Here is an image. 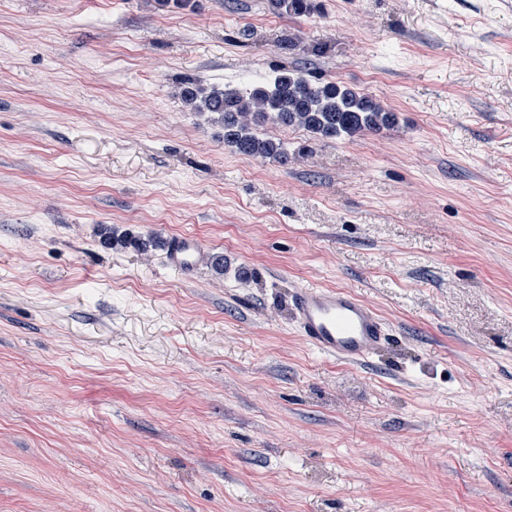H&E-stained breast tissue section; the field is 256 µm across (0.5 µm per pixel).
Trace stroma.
<instances>
[{
  "mask_svg": "<svg viewBox=\"0 0 512 512\" xmlns=\"http://www.w3.org/2000/svg\"><path fill=\"white\" fill-rule=\"evenodd\" d=\"M0 0V512H512V0ZM396 126L239 154L183 80ZM115 236H196L190 277ZM344 287L369 363L298 335ZM292 312L302 339L336 360L367 363L389 341L387 326L375 309L346 289L298 288Z\"/></svg>",
  "mask_w": 512,
  "mask_h": 512,
  "instance_id": "1",
  "label": "stroma"
}]
</instances>
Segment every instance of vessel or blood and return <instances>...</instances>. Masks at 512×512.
Here are the masks:
<instances>
[{"label": "vessel or blood", "instance_id": "obj_1", "mask_svg": "<svg viewBox=\"0 0 512 512\" xmlns=\"http://www.w3.org/2000/svg\"><path fill=\"white\" fill-rule=\"evenodd\" d=\"M165 254L169 266L182 274L200 268L211 258L191 235L166 240ZM292 312L302 339L336 360L369 362L389 340L387 326L375 309L346 289H297L292 296Z\"/></svg>", "mask_w": 512, "mask_h": 512}]
</instances>
